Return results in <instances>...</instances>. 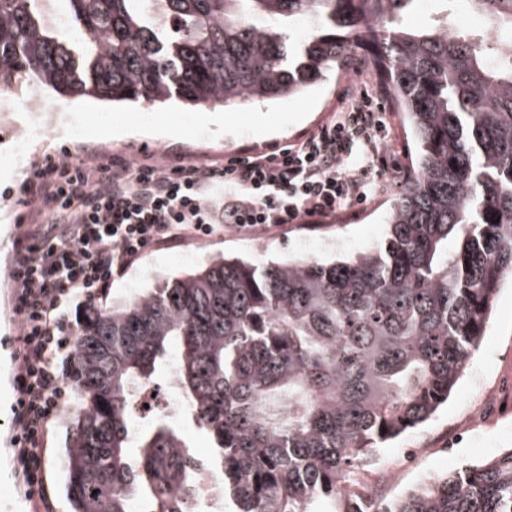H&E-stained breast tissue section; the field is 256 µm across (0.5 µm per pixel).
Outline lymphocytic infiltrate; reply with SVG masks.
<instances>
[{
  "instance_id": "obj_1",
  "label": "lymphocytic infiltrate",
  "mask_w": 512,
  "mask_h": 512,
  "mask_svg": "<svg viewBox=\"0 0 512 512\" xmlns=\"http://www.w3.org/2000/svg\"><path fill=\"white\" fill-rule=\"evenodd\" d=\"M348 83L329 120L301 141L205 166L94 163L54 158L21 185L42 200L14 244L10 277L19 346L14 381L25 412L13 420L28 498L43 500L48 434L70 407L78 321L150 249L204 239L217 227L266 233L317 227L354 213L388 170L382 112Z\"/></svg>"
}]
</instances>
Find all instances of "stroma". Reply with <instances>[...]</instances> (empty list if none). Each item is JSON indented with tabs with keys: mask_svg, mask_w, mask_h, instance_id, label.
<instances>
[{
	"mask_svg": "<svg viewBox=\"0 0 512 512\" xmlns=\"http://www.w3.org/2000/svg\"><path fill=\"white\" fill-rule=\"evenodd\" d=\"M352 81L376 90L375 101L391 126V140L402 147L391 157L394 167L384 176V191L362 205L357 218L340 213L315 230L297 224L277 227L257 242L251 236L219 229L203 240L154 248L96 300V308L101 309L134 297L167 276L195 271L224 255L259 264L298 256L325 260L354 255L380 243L387 232L386 211L410 176L409 141L400 114L380 92L372 67L357 59L347 76L331 78L302 97L274 104H242L222 111L217 124L204 110L192 112L168 105L136 110L86 99L61 101L46 93L44 104L65 106V131L59 136L45 135L22 164L16 161L15 131L26 122V113L16 112L11 121L0 122V485L11 487L10 494L0 498V512H71L64 488L66 424L55 427L46 447L48 506L26 497L11 445L13 356L18 342L8 270L17 224L30 212L19 194L27 174L45 156L65 153L76 160L103 163L147 157L208 163L251 149L282 148L317 131L341 90ZM506 448H512L511 282L498 293L486 334L447 404L426 424L380 449L372 465L358 470L357 486L376 499L387 500L434 474L481 462Z\"/></svg>",
	"mask_w": 512,
	"mask_h": 512,
	"instance_id": "1",
	"label": "stroma"
}]
</instances>
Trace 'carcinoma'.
Returning <instances> with one entry per match:
<instances>
[{
	"label": "carcinoma",
	"mask_w": 512,
	"mask_h": 512,
	"mask_svg": "<svg viewBox=\"0 0 512 512\" xmlns=\"http://www.w3.org/2000/svg\"><path fill=\"white\" fill-rule=\"evenodd\" d=\"M0 0V94L228 109L303 96L365 58L401 113L413 175L384 243L331 261L220 257L97 309L74 332L73 512H185V426L231 512H512V448L388 502L352 493L388 442L448 402L512 278V0L408 26L418 0ZM310 32L294 41L295 23ZM455 248L448 249V239ZM177 361L186 424L131 432L133 387Z\"/></svg>",
	"instance_id": "1"
}]
</instances>
